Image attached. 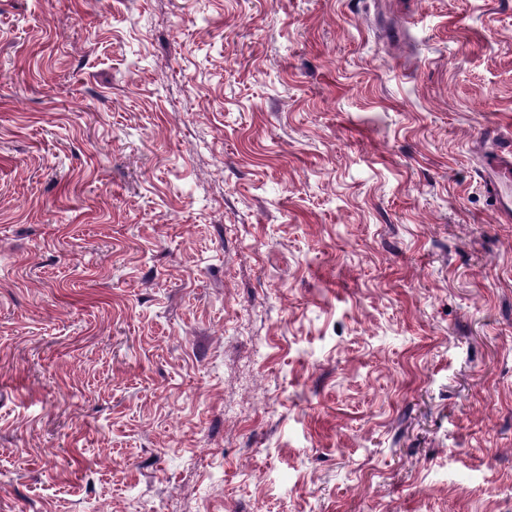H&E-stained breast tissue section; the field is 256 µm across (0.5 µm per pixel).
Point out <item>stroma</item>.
<instances>
[{
    "label": "stroma",
    "instance_id": "obj_1",
    "mask_svg": "<svg viewBox=\"0 0 512 512\" xmlns=\"http://www.w3.org/2000/svg\"><path fill=\"white\" fill-rule=\"evenodd\" d=\"M512 0H0V512H512ZM486 164L490 172L495 174V178L489 179L488 183L492 184V197L497 205V212L501 217L510 220L512 208L509 200L503 196V190H508L509 199L512 190V145L507 141H500L497 149L487 157Z\"/></svg>",
    "mask_w": 512,
    "mask_h": 512
}]
</instances>
